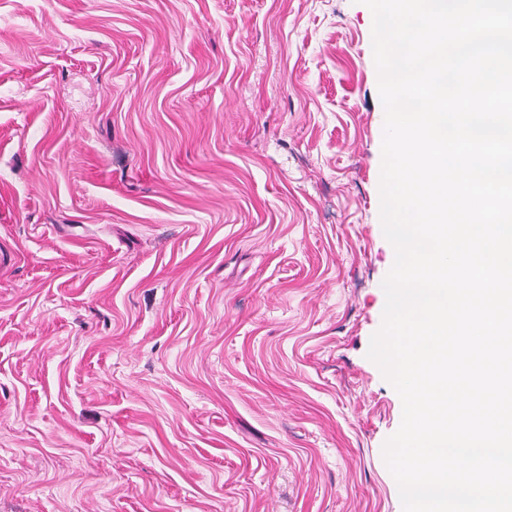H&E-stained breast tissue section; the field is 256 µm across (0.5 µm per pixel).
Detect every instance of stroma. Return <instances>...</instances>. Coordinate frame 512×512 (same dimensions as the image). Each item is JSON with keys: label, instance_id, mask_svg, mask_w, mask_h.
I'll return each instance as SVG.
<instances>
[{"label": "stroma", "instance_id": "1", "mask_svg": "<svg viewBox=\"0 0 512 512\" xmlns=\"http://www.w3.org/2000/svg\"><path fill=\"white\" fill-rule=\"evenodd\" d=\"M360 0H0V512H403Z\"/></svg>", "mask_w": 512, "mask_h": 512}]
</instances>
